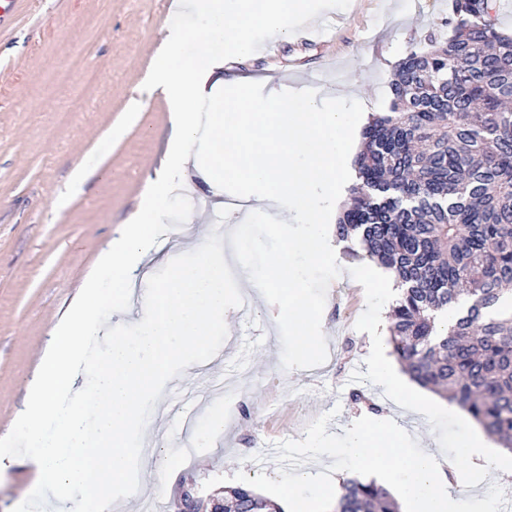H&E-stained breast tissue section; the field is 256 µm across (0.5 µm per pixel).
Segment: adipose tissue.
Here are the masks:
<instances>
[{"label": "adipose tissue", "instance_id": "ef3b65f1", "mask_svg": "<svg viewBox=\"0 0 512 512\" xmlns=\"http://www.w3.org/2000/svg\"><path fill=\"white\" fill-rule=\"evenodd\" d=\"M373 375L379 385L422 417L437 415L439 409L407 382L388 363L381 340H374ZM351 464L391 483L400 493L407 512H467L466 504L448 480L446 467L427 449H415L407 434L389 425L376 413L355 428L347 448Z\"/></svg>", "mask_w": 512, "mask_h": 512}]
</instances>
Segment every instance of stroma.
I'll list each match as a JSON object with an SVG mask.
<instances>
[{
	"mask_svg": "<svg viewBox=\"0 0 512 512\" xmlns=\"http://www.w3.org/2000/svg\"><path fill=\"white\" fill-rule=\"evenodd\" d=\"M451 0H351L348 9L316 17L324 33L307 41L299 34L274 36V51L259 49L226 60L225 74L292 90H315L318 99L351 93L354 80L371 90V112L385 111L396 61L447 36ZM179 0H19L0 28V437L12 429L36 375L52 326L63 319L118 228L143 203L161 171L172 128L162 95L143 96L152 62ZM90 42L89 66L97 85L82 87L80 74L54 81L70 66L75 45ZM85 109L58 125V111L76 92ZM142 98L130 111L131 98ZM120 138L104 144L111 127ZM85 167V188L71 192L72 173ZM192 203L190 220L160 240L151 271L163 268L174 239L202 245L215 229H232L247 213L227 205L229 195L209 188L195 170L183 174ZM69 205L55 206L58 195ZM333 248L342 274L329 286L322 316L328 357L311 369H285L277 306L244 285L246 271L231 245L224 257L247 311L232 309L228 336L214 359L195 364L168 381L149 417L145 462L155 472L149 499L154 512H180L186 489L195 512H211L212 497L243 486L277 499L299 472L335 470L355 479L346 446L356 423L378 406L457 474L467 497L487 507L490 494L512 500V474L485 481L464 470L460 444L467 436L456 405L431 422L395 403L372 377L373 335L387 336L393 297L359 284L371 261L352 256L345 243ZM223 387L247 411H234L222 433L205 435L212 411L201 405ZM362 400H353V393ZM202 430L194 453L169 470L171 442L186 429ZM34 481L27 458L0 472V512H12Z\"/></svg>",
	"mask_w": 512,
	"mask_h": 512,
	"instance_id": "1",
	"label": "stroma"
}]
</instances>
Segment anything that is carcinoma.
<instances>
[{
  "label": "carcinoma",
  "mask_w": 512,
  "mask_h": 512,
  "mask_svg": "<svg viewBox=\"0 0 512 512\" xmlns=\"http://www.w3.org/2000/svg\"><path fill=\"white\" fill-rule=\"evenodd\" d=\"M496 0H452V34L397 65L385 112L363 129L336 239L358 240L401 293L392 353L512 450V36ZM224 512H281L237 487ZM334 512H396L349 480Z\"/></svg>",
  "instance_id": "obj_1"
}]
</instances>
